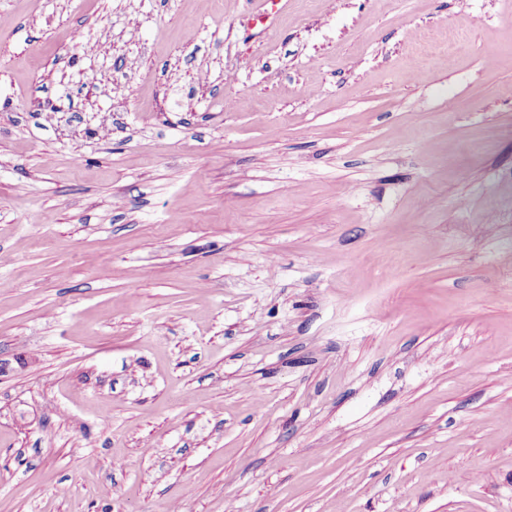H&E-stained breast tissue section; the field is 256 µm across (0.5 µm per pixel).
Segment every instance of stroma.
Wrapping results in <instances>:
<instances>
[{
    "mask_svg": "<svg viewBox=\"0 0 512 512\" xmlns=\"http://www.w3.org/2000/svg\"><path fill=\"white\" fill-rule=\"evenodd\" d=\"M498 56L512 0H0V512H512Z\"/></svg>",
    "mask_w": 512,
    "mask_h": 512,
    "instance_id": "stroma-1",
    "label": "stroma"
}]
</instances>
